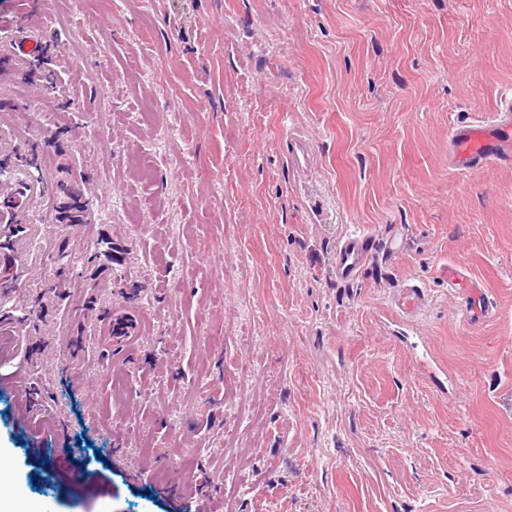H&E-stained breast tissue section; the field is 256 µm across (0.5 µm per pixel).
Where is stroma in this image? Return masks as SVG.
Instances as JSON below:
<instances>
[{
	"label": "stroma",
	"mask_w": 512,
	"mask_h": 512,
	"mask_svg": "<svg viewBox=\"0 0 512 512\" xmlns=\"http://www.w3.org/2000/svg\"><path fill=\"white\" fill-rule=\"evenodd\" d=\"M510 88L512 0H0V157L42 172L0 297V486L43 512H512V167L448 163L451 125ZM409 279L431 302L408 326ZM371 236L364 232L350 234L336 249V277L341 281L355 278L371 249ZM443 276L448 279L449 288H463L466 298L473 301V308L470 310L471 321H487L494 316L492 308L485 302L484 287L479 280L468 277L460 267L452 265L444 268ZM429 303L424 288L413 280H406L388 298L390 310L403 320L415 318ZM140 334L141 330L135 314L124 309L114 311L112 335L113 339L119 342L121 347L131 346Z\"/></svg>",
	"instance_id": "obj_1"
}]
</instances>
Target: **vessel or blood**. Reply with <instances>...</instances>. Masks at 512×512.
<instances>
[{"label": "vessel or blood", "mask_w": 512, "mask_h": 512, "mask_svg": "<svg viewBox=\"0 0 512 512\" xmlns=\"http://www.w3.org/2000/svg\"><path fill=\"white\" fill-rule=\"evenodd\" d=\"M448 161L455 170L474 172L491 164L512 166V93L505 94L501 106L487 116L473 118L454 126L449 135ZM371 237L362 232L350 234L336 249V276L339 280L355 278L370 251ZM449 287L463 289L474 306L470 318L490 320L494 312L484 300L482 283L468 277L460 267L448 266L443 272ZM429 303V296L417 282L408 280L389 298L390 310L404 320L415 318ZM141 333L135 314L119 309L112 319V335L121 346H131Z\"/></svg>", "instance_id": "1"}]
</instances>
